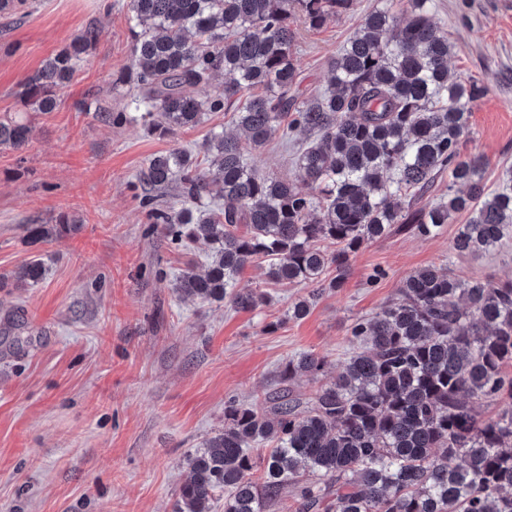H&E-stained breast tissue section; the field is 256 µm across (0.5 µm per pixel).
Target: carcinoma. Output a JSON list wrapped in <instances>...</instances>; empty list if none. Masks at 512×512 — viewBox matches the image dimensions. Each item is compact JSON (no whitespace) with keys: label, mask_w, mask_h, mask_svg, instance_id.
<instances>
[{"label":"carcinoma","mask_w":512,"mask_h":512,"mask_svg":"<svg viewBox=\"0 0 512 512\" xmlns=\"http://www.w3.org/2000/svg\"><path fill=\"white\" fill-rule=\"evenodd\" d=\"M357 0H130L133 48L119 81L132 85L138 119L169 136L213 112H234L245 140L213 130L204 155L218 164L220 190L197 155L172 149L151 157L144 183L177 189L179 208L150 217L173 243L209 246L204 273L194 263L176 278L183 299L229 301L253 311L264 292L235 288L258 256L274 283L341 287L350 257L397 226L420 236L461 212L463 253L512 240V170L493 191L483 157L462 150L478 81L448 76L453 45L431 19V0H411L401 20L389 7L364 16L331 64L330 87L310 102L296 93V16L313 29ZM80 31L23 84L26 108L46 113L94 48ZM224 73L223 88L199 92ZM26 113L0 117V145L31 137ZM316 135L295 162V178L259 174L246 149L273 136ZM448 172V199L416 207L408 196ZM314 193L300 191L296 182ZM68 225L33 224L40 239ZM339 248L329 253L318 243ZM336 278L324 283L327 267ZM40 259L0 276L18 288L42 282ZM314 291L288 308L304 318ZM353 351L312 396L293 389L255 406L224 403V429L187 459L190 475L174 512H264L289 487L300 512H512V282L460 280L427 266L410 275L402 298L356 320ZM327 357L302 353L283 376L317 377ZM495 411L484 417L473 400ZM276 443L264 454L263 446ZM264 468V491L252 481Z\"/></svg>","instance_id":"obj_1"}]
</instances>
